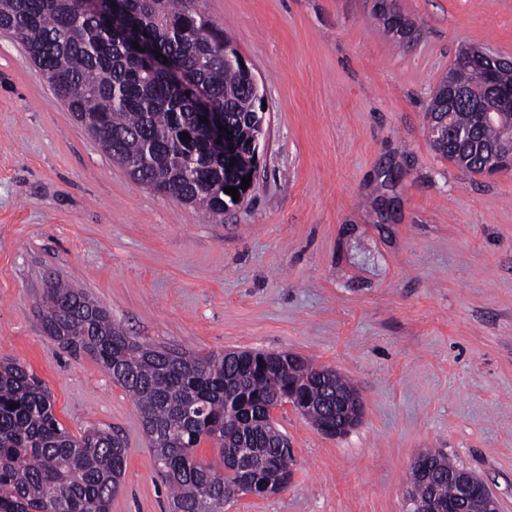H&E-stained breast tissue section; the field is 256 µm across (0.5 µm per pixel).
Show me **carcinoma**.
Returning <instances> with one entry per match:
<instances>
[{
  "mask_svg": "<svg viewBox=\"0 0 512 512\" xmlns=\"http://www.w3.org/2000/svg\"><path fill=\"white\" fill-rule=\"evenodd\" d=\"M134 27L146 54L129 42ZM0 30L23 44L74 118L137 182L213 215L224 213V188L244 192L261 107L240 68L224 62L229 43L195 0H101L94 10L81 0H0ZM163 57L179 62L207 90L212 111L224 113L236 140L231 170L214 153L193 89L177 84ZM472 79L468 66L453 65L428 111L493 147L512 128V111L482 122L470 107L448 103V84L467 88ZM434 147L478 172L480 152ZM41 323L62 349L92 356L134 398L171 492L170 512H224L230 499L266 491L274 476L291 480L288 439L268 415L273 400L291 393L313 425L334 427L332 399L351 390L337 373L323 379L316 364L288 352L229 356L140 342L97 301L60 283L47 292ZM205 440L219 444L222 467L197 457ZM125 466L119 436L100 429L72 436L42 381L0 361V512H110ZM435 474L424 485L411 473L413 492L445 501L455 484L443 468Z\"/></svg>",
  "mask_w": 512,
  "mask_h": 512,
  "instance_id": "1",
  "label": "carcinoma"
}]
</instances>
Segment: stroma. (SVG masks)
<instances>
[{
	"instance_id": "1",
	"label": "stroma",
	"mask_w": 512,
	"mask_h": 512,
	"mask_svg": "<svg viewBox=\"0 0 512 512\" xmlns=\"http://www.w3.org/2000/svg\"><path fill=\"white\" fill-rule=\"evenodd\" d=\"M258 79L265 136L244 200L209 217L134 181L0 32V359L26 364L76 437L117 434L111 512H169L140 414L41 326L56 281L170 348L288 352L363 404L347 434L291 405L287 490L224 512H405L410 465L439 448L512 512V171L437 152L427 108L458 51L512 57V0H198Z\"/></svg>"
}]
</instances>
